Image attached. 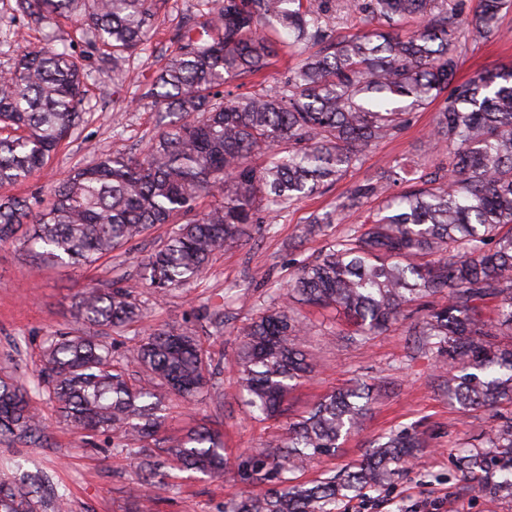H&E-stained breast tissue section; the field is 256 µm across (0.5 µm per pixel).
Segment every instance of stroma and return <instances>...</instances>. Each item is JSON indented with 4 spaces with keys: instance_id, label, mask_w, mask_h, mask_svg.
Segmentation results:
<instances>
[{
    "instance_id": "35a3bbf8",
    "label": "stroma",
    "mask_w": 512,
    "mask_h": 512,
    "mask_svg": "<svg viewBox=\"0 0 512 512\" xmlns=\"http://www.w3.org/2000/svg\"><path fill=\"white\" fill-rule=\"evenodd\" d=\"M197 2L155 0L149 40L116 80L103 51L79 34L76 20L61 18L43 29L29 28L14 12V0H0V72L10 69L23 49L24 43L13 38L20 28L35 44L49 35L69 40L92 72L86 84L84 123L51 164L15 187V194L48 200L51 189L73 166L93 162L100 153L116 148L135 156L147 148L159 130L158 115L141 95L174 51L175 30L195 18ZM503 28L502 40L472 43L462 50L460 75L512 66V13L504 17ZM436 113L433 106L415 113L396 138L371 147L361 166L327 191L281 211L273 226L248 225L240 244L218 254L197 281L161 297L142 293L146 325L191 328L204 348L221 360V372L206 397L191 406L168 402L160 434L174 437L194 423L221 431L232 463L223 477L199 479L175 470L167 486L146 488L136 476L133 459L88 444L60 420L45 395L36 393L32 404L42 418L46 440L29 447L0 442V481H12L20 466L43 468L67 494L69 512H132L146 495L153 500V512H223L225 504L249 489L237 475L236 463L265 443L283 438L289 423L306 415L324 395L364 383L371 393L360 431L342 439L335 455L310 462L299 472L300 480H315L352 466L379 436L414 430L423 434L425 448L402 464L391 482L350 495L337 512H512V497L479 492L476 482L465 478L458 467L461 451L482 449L485 432L497 420L492 411L464 413L449 401L440 377L444 354L422 345L414 334L427 300L409 305L405 319L390 331L357 341L352 327L335 311L294 304L306 326L300 343L317 360L316 371L292 391L287 412L275 420L253 419L237 385L234 356L241 344L240 330L259 312L279 306V291L286 288L298 264L317 257L356 219L355 213L343 212L326 234L307 237L303 227L310 214L333 209L353 183L378 175L394 160L414 158L431 167L447 163V152L428 138ZM169 230L166 224L155 226L109 257L78 270L37 261L20 242H0V376L32 381L41 368L48 336L82 331L75 318L77 293L90 284L139 283L144 258ZM218 307L224 312V328L219 332L202 318L205 310Z\"/></svg>"
}]
</instances>
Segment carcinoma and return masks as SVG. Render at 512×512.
Segmentation results:
<instances>
[{
    "mask_svg": "<svg viewBox=\"0 0 512 512\" xmlns=\"http://www.w3.org/2000/svg\"><path fill=\"white\" fill-rule=\"evenodd\" d=\"M206 19L181 29L177 48L151 79L145 98L174 120L139 157L105 152L74 168L51 202L33 207L0 195V242L25 229L33 257L79 268L92 265L170 224L142 263V287L161 294L201 276L213 257L241 240L249 224L278 213L341 180L372 146L395 138L413 114L440 103L430 133L448 150V168L395 161L375 179L351 185L342 209L378 199L377 210L302 264L286 296L342 311L363 337L389 330L421 298L427 310L417 336L448 353L444 385L464 410L512 403V344L494 338L512 329V68L459 80L469 41L501 35L512 0H477L466 14L454 0H199ZM35 24L79 19L83 35L102 47L118 76L147 41L153 0H15ZM358 15L370 29L342 34L336 15ZM410 17L421 27L401 33ZM282 48L298 63L279 85L248 93L227 90L260 73ZM87 73L67 49L29 44L9 77L0 78V189L40 171L85 120ZM411 185L394 188L405 182ZM202 196L220 197L196 212ZM185 218L178 225L174 220ZM334 222L314 213L306 233ZM494 303V318L485 304ZM76 319L114 331L143 318L138 291L114 281L82 290ZM302 324L288 304L260 313L242 331L235 361L250 412L263 419L286 411L289 391L312 373L314 357L297 337ZM139 368L129 383L124 362ZM220 362L193 332L149 328L121 355L97 336H52L37 381L60 418L90 440L117 435L116 447L139 443V477L162 484L167 465L224 475V439L199 426L161 440V412L178 398L208 395ZM369 409L361 388L323 397L287 436L238 464L241 478L262 487L224 512H336V500L379 485L419 447L408 431L378 441L356 469L313 483L297 482L305 462L336 452ZM42 422L29 390L0 377V439L40 444ZM486 451L466 452L464 470L481 488L512 496V417L486 435ZM0 512H66L52 478L37 470L0 482Z\"/></svg>",
    "mask_w": 512,
    "mask_h": 512,
    "instance_id": "cac0c4a2",
    "label": "carcinoma"
}]
</instances>
